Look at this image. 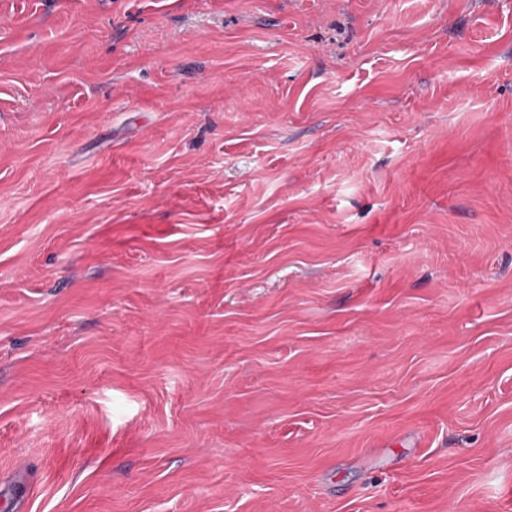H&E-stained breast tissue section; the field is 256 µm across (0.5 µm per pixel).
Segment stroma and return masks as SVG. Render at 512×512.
<instances>
[{
  "instance_id": "35a3bbf8",
  "label": "stroma",
  "mask_w": 512,
  "mask_h": 512,
  "mask_svg": "<svg viewBox=\"0 0 512 512\" xmlns=\"http://www.w3.org/2000/svg\"><path fill=\"white\" fill-rule=\"evenodd\" d=\"M0 512H508L512 0H0Z\"/></svg>"
}]
</instances>
